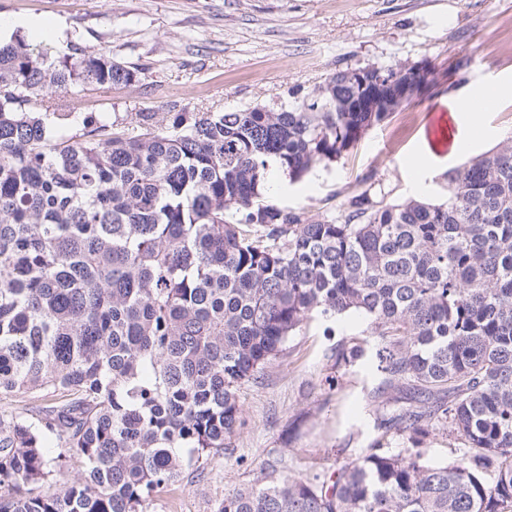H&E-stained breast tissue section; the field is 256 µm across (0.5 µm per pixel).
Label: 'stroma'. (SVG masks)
I'll return each instance as SVG.
<instances>
[{
	"label": "stroma",
	"mask_w": 512,
	"mask_h": 512,
	"mask_svg": "<svg viewBox=\"0 0 512 512\" xmlns=\"http://www.w3.org/2000/svg\"><path fill=\"white\" fill-rule=\"evenodd\" d=\"M29 17L64 26L33 39L38 50L76 46L138 72L128 86L32 99L39 113L52 103L73 107L77 133L102 118L131 127L141 112L270 103L346 67L432 61L428 92L371 128L340 162L296 182L272 172L267 200L312 215L335 209L366 179L389 202L443 200L444 175L458 160L430 148L433 113H456L455 139L470 158L512 136V0H0V38ZM479 95L494 105L474 122L457 106ZM414 157L425 176L411 167ZM356 341L377 342L360 315L306 322L259 379L241 387L244 424L223 454L157 497L151 512H218L225 492L261 466L328 476L365 455L377 417L396 405L375 399L382 375L369 360L336 365L337 346Z\"/></svg>",
	"instance_id": "stroma-1"
}]
</instances>
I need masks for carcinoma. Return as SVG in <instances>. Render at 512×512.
<instances>
[{"label":"carcinoma","instance_id":"obj_1","mask_svg":"<svg viewBox=\"0 0 512 512\" xmlns=\"http://www.w3.org/2000/svg\"><path fill=\"white\" fill-rule=\"evenodd\" d=\"M136 78L0 42V398L26 399L0 411V512H149L224 450L240 387L290 336L349 313L404 406L334 480L269 465L218 512H512V137L449 169L441 201L369 186L315 217L267 200L269 173L347 156L400 106L407 66L170 124L142 113L136 133L72 135V113L29 109ZM366 353L341 345L336 365ZM438 424L466 448L452 462L429 455Z\"/></svg>","mask_w":512,"mask_h":512}]
</instances>
